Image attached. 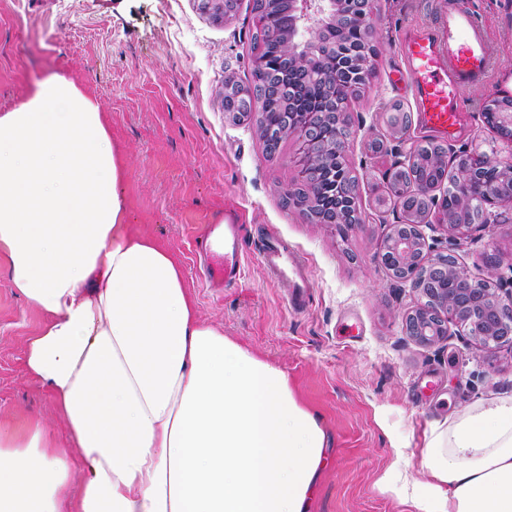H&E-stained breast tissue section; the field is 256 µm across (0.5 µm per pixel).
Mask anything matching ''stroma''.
<instances>
[{
	"label": "stroma",
	"mask_w": 512,
	"mask_h": 512,
	"mask_svg": "<svg viewBox=\"0 0 512 512\" xmlns=\"http://www.w3.org/2000/svg\"><path fill=\"white\" fill-rule=\"evenodd\" d=\"M492 43L489 77L460 95L464 108L448 154L477 150L512 162V142L482 114L487 96L512 97V0H461ZM373 74L350 103L346 159L359 178L360 222L346 231L288 205L298 145L285 139L267 157L255 124L224 110L226 77L250 85L258 26L252 0L221 22L195 0H0V114L15 111L45 79L60 76L99 108L123 165L120 194L130 232L152 237L181 265L201 321L283 370L295 396L318 415L330 440L312 512H412L385 486L416 474L430 421L471 401L512 395V349H485L463 327L423 346L405 335L416 304L409 283L380 260L391 225L404 221L387 196L396 170L434 134L420 121L402 41L442 28L448 0H374ZM409 125H391L395 111ZM492 223L448 235L429 216L421 230L431 253H452L472 279L495 274L512 289V201ZM238 225L241 274L214 288L203 270L207 225ZM275 234L304 257L311 298L300 312L260 262ZM44 315L14 288L0 249V431L32 425L67 444L68 428L48 393L26 372L25 354ZM406 442L404 458L394 445Z\"/></svg>",
	"instance_id": "obj_1"
}]
</instances>
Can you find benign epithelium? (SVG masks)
I'll list each match as a JSON object with an SVG mask.
<instances>
[{
    "label": "benign epithelium",
    "mask_w": 512,
    "mask_h": 512,
    "mask_svg": "<svg viewBox=\"0 0 512 512\" xmlns=\"http://www.w3.org/2000/svg\"><path fill=\"white\" fill-rule=\"evenodd\" d=\"M199 10L208 16L224 19L233 13L232 0H197ZM350 10L346 21L369 24L372 0H348ZM337 0H293V30L288 37L286 57L296 62L315 47V37L326 22L336 17ZM281 87L279 75L268 70L263 83L249 92L227 95L231 108L250 110L258 97L276 93ZM336 122V113L316 110L294 113L287 120L285 133L298 138L300 150L296 158L297 180L314 183L324 165L329 132L327 125ZM437 186L426 182L417 184L415 196L426 212L438 214V223L448 233L460 236L471 228L448 219L436 195ZM321 224L340 222L351 226L360 223L358 214L331 210L319 217ZM381 261L393 278L408 282L417 295V304L403 318V331L421 345H434L445 338L446 323L453 321L464 326L467 335L487 348L512 347V291L501 293L493 279H472L451 254L428 255L425 238L418 224H393L384 240Z\"/></svg>",
    "instance_id": "obj_1"
}]
</instances>
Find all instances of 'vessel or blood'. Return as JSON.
Instances as JSON below:
<instances>
[{
    "label": "vessel or blood",
    "mask_w": 512,
    "mask_h": 512,
    "mask_svg": "<svg viewBox=\"0 0 512 512\" xmlns=\"http://www.w3.org/2000/svg\"><path fill=\"white\" fill-rule=\"evenodd\" d=\"M445 33L417 30L403 40V51L414 79L422 123L440 136L457 130L462 106L459 94L484 80L491 63V43L473 14L461 5L449 8ZM262 264L288 290L292 309L303 308L311 283L300 257L277 241L261 253ZM240 274V258L227 251L208 269L210 284L229 283Z\"/></svg>",
    "instance_id": "obj_1"
}]
</instances>
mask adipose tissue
Returning a JSON list of instances; mask_svg holds the SVG:
<instances>
[{
    "mask_svg": "<svg viewBox=\"0 0 512 512\" xmlns=\"http://www.w3.org/2000/svg\"><path fill=\"white\" fill-rule=\"evenodd\" d=\"M97 106L52 77L0 115V248L46 319L31 378L63 413L0 434V512H311L327 434L287 375L204 325L181 267L132 234ZM82 479H75V472ZM414 512H512V395L425 434Z\"/></svg>",
    "mask_w": 512,
    "mask_h": 512,
    "instance_id": "ef3b65f1",
    "label": "adipose tissue"
}]
</instances>
